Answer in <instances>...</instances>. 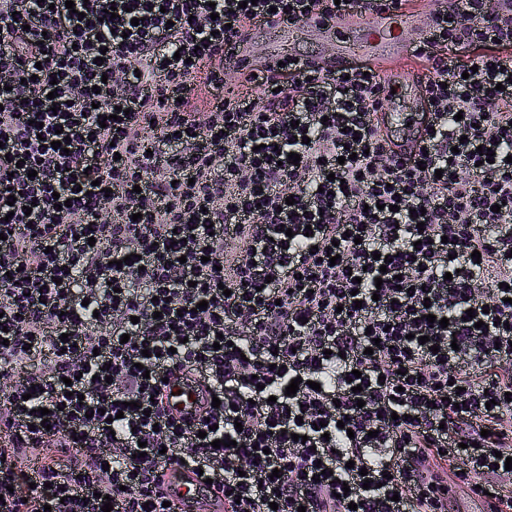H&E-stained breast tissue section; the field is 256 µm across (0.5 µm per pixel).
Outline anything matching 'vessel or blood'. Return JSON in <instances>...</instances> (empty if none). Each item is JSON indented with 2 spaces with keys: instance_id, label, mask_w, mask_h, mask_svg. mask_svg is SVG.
Instances as JSON below:
<instances>
[{
  "instance_id": "obj_1",
  "label": "vessel or blood",
  "mask_w": 512,
  "mask_h": 512,
  "mask_svg": "<svg viewBox=\"0 0 512 512\" xmlns=\"http://www.w3.org/2000/svg\"><path fill=\"white\" fill-rule=\"evenodd\" d=\"M442 7V0H404L397 11H375L360 17L348 12L337 14L326 23H308L304 31L286 23L261 21L263 40L238 44L237 55L244 68L273 67L298 35L318 43L321 50L308 57L312 68L338 70L356 59H365L383 80L397 90L394 102L376 120L399 154H414L430 121L424 112L421 80L425 72L418 50L432 38L430 18ZM166 402L179 417L198 415L203 402L202 389L192 383L172 382ZM165 490L179 512H224L221 493L205 483L193 467H174L167 472Z\"/></svg>"
}]
</instances>
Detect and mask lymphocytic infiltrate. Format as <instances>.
I'll return each instance as SVG.
<instances>
[{
	"instance_id": "1",
	"label": "lymphocytic infiltrate",
	"mask_w": 512,
	"mask_h": 512,
	"mask_svg": "<svg viewBox=\"0 0 512 512\" xmlns=\"http://www.w3.org/2000/svg\"><path fill=\"white\" fill-rule=\"evenodd\" d=\"M73 1L0 0V512H176L184 463L224 512H512V0L432 19L419 164L366 65L234 60L401 0ZM252 24L262 29L265 37L261 41L253 39L238 44L237 55L245 69L255 66L275 67L284 58L285 48L299 38L298 30L283 22L258 20L252 21ZM178 390H181V395H178ZM202 397L201 387L192 383L175 381L168 387L165 401L169 403V407L178 418L185 417L188 419L200 413Z\"/></svg>"
}]
</instances>
